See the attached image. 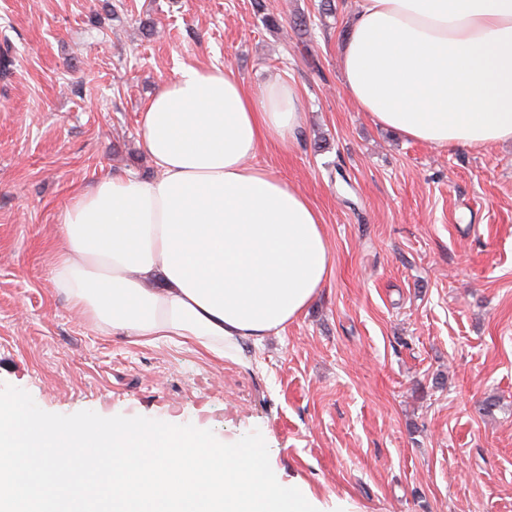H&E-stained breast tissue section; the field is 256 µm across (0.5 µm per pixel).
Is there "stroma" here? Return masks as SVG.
Masks as SVG:
<instances>
[{
    "label": "stroma",
    "mask_w": 512,
    "mask_h": 512,
    "mask_svg": "<svg viewBox=\"0 0 512 512\" xmlns=\"http://www.w3.org/2000/svg\"><path fill=\"white\" fill-rule=\"evenodd\" d=\"M253 2L0 0V387L260 431L325 512H512V142L437 148L362 112L339 59L354 0ZM201 63L298 86L294 146L255 161L310 198L330 250L308 309L238 358L102 335L52 282L74 191L153 175L140 113Z\"/></svg>",
    "instance_id": "35a3bbf8"
}]
</instances>
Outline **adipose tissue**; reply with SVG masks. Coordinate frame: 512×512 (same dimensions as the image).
<instances>
[{"label": "adipose tissue", "mask_w": 512, "mask_h": 512, "mask_svg": "<svg viewBox=\"0 0 512 512\" xmlns=\"http://www.w3.org/2000/svg\"><path fill=\"white\" fill-rule=\"evenodd\" d=\"M349 28L343 89L377 123L438 148L512 141V0H355ZM301 124L292 83L184 67L141 114L154 175L102 178L65 207L56 288L137 344L231 357L287 327L327 281V238L311 200L253 159Z\"/></svg>", "instance_id": "ef3b65f1"}]
</instances>
